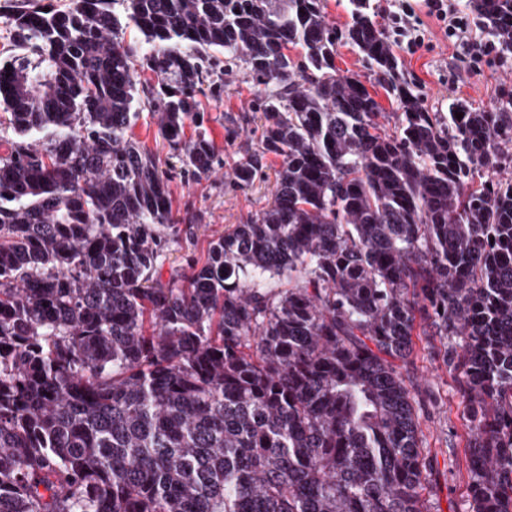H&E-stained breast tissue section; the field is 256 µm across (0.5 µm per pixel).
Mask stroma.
I'll list each match as a JSON object with an SVG mask.
<instances>
[{"label":"stroma","instance_id":"obj_1","mask_svg":"<svg viewBox=\"0 0 512 512\" xmlns=\"http://www.w3.org/2000/svg\"><path fill=\"white\" fill-rule=\"evenodd\" d=\"M425 37L431 41V48L412 55L402 52L398 59L402 74L421 91L431 111H447L456 99L486 108L500 101L502 93L512 92V70L495 66H483L478 73H462L458 81H451L448 69L455 48L435 19H426ZM254 93L251 80L240 73L233 77L221 99L209 102L204 126L224 158L223 168L210 179L193 177L173 159L162 165L169 178L173 214L180 220L177 236L162 259V282L187 272L190 259L204 257L212 239L232 225L246 223L271 198L273 172L281 164L279 157L267 155L268 173L250 185H237L231 175L242 151L258 143L257 123L250 110ZM406 382L421 395L434 389L442 394L440 405L423 408L420 428L436 468L433 492L441 512H464L470 480L464 463L461 396L455 380L444 369L438 337H416Z\"/></svg>","mask_w":512,"mask_h":512}]
</instances>
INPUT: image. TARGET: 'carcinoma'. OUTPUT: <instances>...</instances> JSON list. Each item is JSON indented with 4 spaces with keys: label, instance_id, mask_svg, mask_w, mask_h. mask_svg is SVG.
Here are the masks:
<instances>
[{
    "label": "carcinoma",
    "instance_id": "cac0c4a2",
    "mask_svg": "<svg viewBox=\"0 0 512 512\" xmlns=\"http://www.w3.org/2000/svg\"><path fill=\"white\" fill-rule=\"evenodd\" d=\"M347 7L338 28L324 0H14L0 512H439L404 376L427 334L463 384L466 512H512V98L429 111L370 0ZM466 7L512 53V0ZM342 43L393 126L336 67ZM240 67L263 150L233 178L280 157L272 201L164 284L179 220L129 131L156 113L170 158L208 177L202 99Z\"/></svg>",
    "mask_w": 512,
    "mask_h": 512
}]
</instances>
